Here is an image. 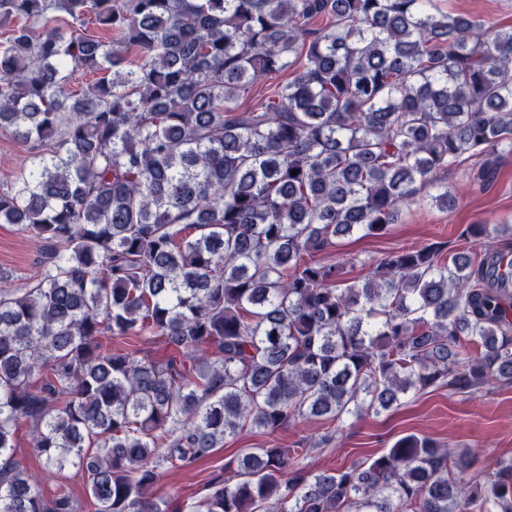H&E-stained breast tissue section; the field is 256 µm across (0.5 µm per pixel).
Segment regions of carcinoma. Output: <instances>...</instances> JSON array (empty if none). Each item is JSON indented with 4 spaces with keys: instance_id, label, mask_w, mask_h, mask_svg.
<instances>
[{
    "instance_id": "carcinoma-1",
    "label": "carcinoma",
    "mask_w": 512,
    "mask_h": 512,
    "mask_svg": "<svg viewBox=\"0 0 512 512\" xmlns=\"http://www.w3.org/2000/svg\"><path fill=\"white\" fill-rule=\"evenodd\" d=\"M0 28V128L40 147L0 189V224L48 255L0 289V512H78L15 458L24 424L96 512H184L150 493L162 469L246 425L512 384L502 252L402 248L361 284L319 257L512 147V27L437 0H0ZM79 69L98 78L77 97ZM258 82L269 95L241 107ZM493 233L512 225L461 236ZM106 333L177 355L115 353ZM307 454L254 448L190 512H512V459L490 471L415 435L334 472Z\"/></svg>"
}]
</instances>
